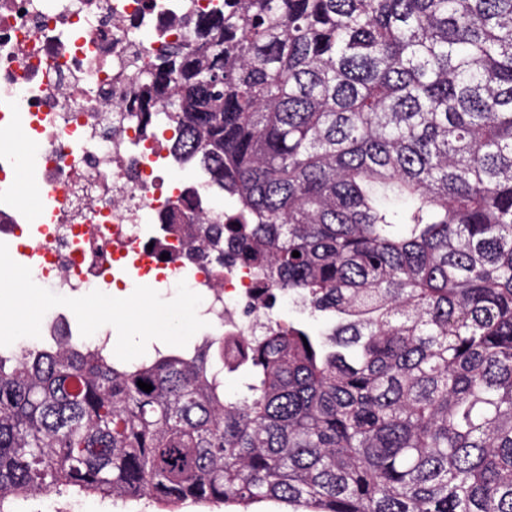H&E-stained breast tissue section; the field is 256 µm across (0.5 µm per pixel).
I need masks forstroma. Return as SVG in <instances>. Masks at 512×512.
Listing matches in <instances>:
<instances>
[{
    "label": "stroma",
    "mask_w": 512,
    "mask_h": 512,
    "mask_svg": "<svg viewBox=\"0 0 512 512\" xmlns=\"http://www.w3.org/2000/svg\"><path fill=\"white\" fill-rule=\"evenodd\" d=\"M48 301L45 288H34L21 297L0 275V352L7 354L21 344L50 341L52 329L46 325L44 316ZM19 303L27 305L31 316L28 324L16 330L9 318ZM196 305L195 296L185 289L164 283H144L113 293L108 299L86 292L74 294L64 314L72 320L74 335H83L89 328L105 330L108 350L119 357L136 360L149 355L153 348L187 344L200 338L202 328L189 321ZM49 506L54 512H158L144 500L122 502L70 491H49L29 497L17 510L45 512Z\"/></svg>",
    "instance_id": "stroma-1"
}]
</instances>
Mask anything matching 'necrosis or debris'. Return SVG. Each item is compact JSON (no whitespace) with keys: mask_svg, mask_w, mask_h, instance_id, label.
<instances>
[{"mask_svg":"<svg viewBox=\"0 0 512 512\" xmlns=\"http://www.w3.org/2000/svg\"><path fill=\"white\" fill-rule=\"evenodd\" d=\"M222 0H0V113L23 117L33 151L0 152V185L17 170L51 193L36 279L64 296L132 279L202 289V320L241 321L258 295L252 269L223 274L186 259L197 223L234 222L205 176L184 178L159 119L140 120L138 75L163 45L193 35L191 10Z\"/></svg>","mask_w":512,"mask_h":512,"instance_id":"1","label":"necrosis or debris"}]
</instances>
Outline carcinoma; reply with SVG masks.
<instances>
[{
	"label": "carcinoma",
	"mask_w": 512,
	"mask_h": 512,
	"mask_svg": "<svg viewBox=\"0 0 512 512\" xmlns=\"http://www.w3.org/2000/svg\"><path fill=\"white\" fill-rule=\"evenodd\" d=\"M160 59L176 159L240 217L200 258L251 264L263 322L0 353V506L512 512V0H224ZM80 503L78 512H161L152 503L141 500L138 502H113L109 498L100 496L78 495L71 491H49L27 498L18 506L17 512H45L47 505L51 503L54 511L50 512H75L73 504Z\"/></svg>",
	"instance_id": "obj_1"
}]
</instances>
